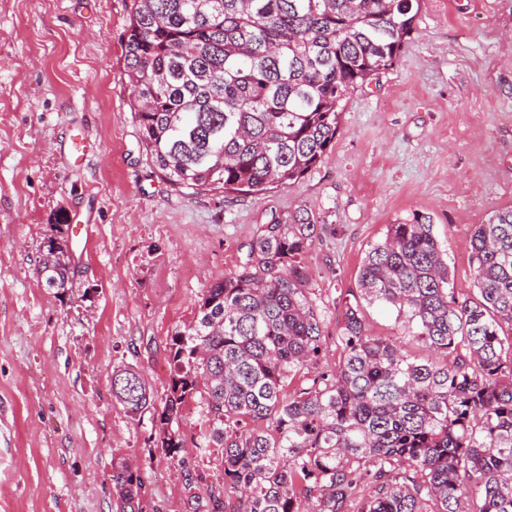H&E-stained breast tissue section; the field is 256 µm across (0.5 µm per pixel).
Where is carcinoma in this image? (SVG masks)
Wrapping results in <instances>:
<instances>
[{
	"instance_id": "1",
	"label": "carcinoma",
	"mask_w": 512,
	"mask_h": 512,
	"mask_svg": "<svg viewBox=\"0 0 512 512\" xmlns=\"http://www.w3.org/2000/svg\"><path fill=\"white\" fill-rule=\"evenodd\" d=\"M419 4L134 0L125 75L143 147L177 189L257 195L304 177L341 102L399 56ZM66 222L39 264L58 294L72 279ZM317 229L306 209L266 225L241 269L201 293L172 336L160 448L178 458L172 423L203 392L238 512H512V207L473 225L477 293L463 300L431 218L388 225L344 306L334 372L319 369L324 318L299 261ZM367 305L396 312L430 357L369 333ZM111 387L132 418L154 408L130 365ZM112 483L115 512H141L128 464Z\"/></svg>"
}]
</instances>
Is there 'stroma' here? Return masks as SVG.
<instances>
[{"instance_id":"stroma-1","label":"stroma","mask_w":512,"mask_h":512,"mask_svg":"<svg viewBox=\"0 0 512 512\" xmlns=\"http://www.w3.org/2000/svg\"><path fill=\"white\" fill-rule=\"evenodd\" d=\"M131 7L0 0V512H114L121 462L143 483L142 512H208L213 494L235 512L204 398L172 424L174 463L152 414L113 401V367L133 365L162 406L175 330L272 220L315 215L301 264L332 337L388 225L430 216L451 286L469 294L471 229L512 207V0H421L395 64L343 101L322 162L246 197L177 191L142 147L124 75ZM59 230L74 268L61 295L38 275Z\"/></svg>"}]
</instances>
